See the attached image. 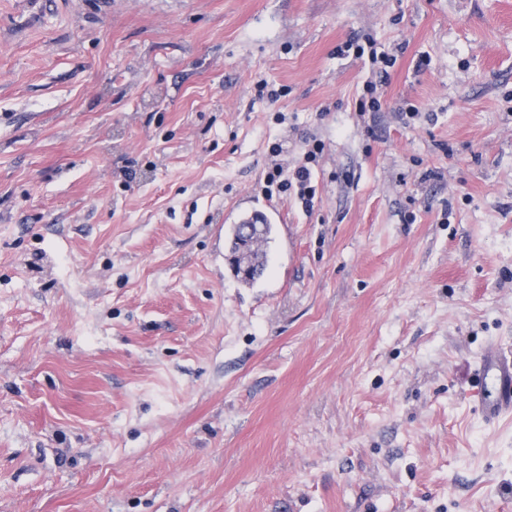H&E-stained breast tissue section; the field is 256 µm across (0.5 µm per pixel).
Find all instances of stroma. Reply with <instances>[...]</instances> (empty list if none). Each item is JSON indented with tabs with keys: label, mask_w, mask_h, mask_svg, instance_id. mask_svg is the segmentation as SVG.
<instances>
[{
	"label": "stroma",
	"mask_w": 512,
	"mask_h": 512,
	"mask_svg": "<svg viewBox=\"0 0 512 512\" xmlns=\"http://www.w3.org/2000/svg\"><path fill=\"white\" fill-rule=\"evenodd\" d=\"M493 346L512 0H0V512H512ZM293 182L297 186V197L304 209H312L314 207V198L316 189L312 186V171L306 163L298 166L290 174H285L280 168L269 171L266 175L267 192L271 195L273 191L271 187L274 185L278 193H286L293 187ZM480 395L483 413L488 419L512 413V359L497 349L490 350L480 368ZM492 380V391L487 389V380Z\"/></svg>",
	"instance_id": "35a3bbf8"
}]
</instances>
